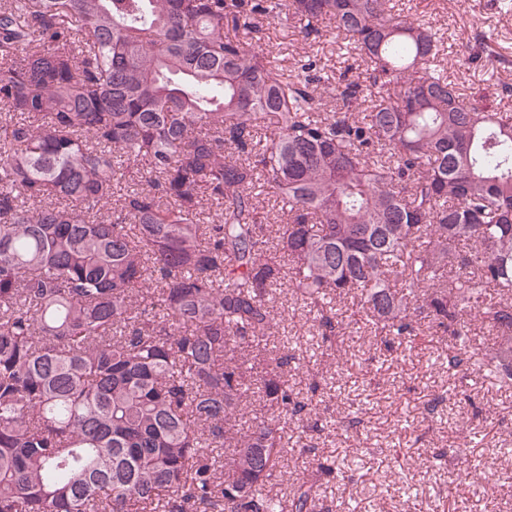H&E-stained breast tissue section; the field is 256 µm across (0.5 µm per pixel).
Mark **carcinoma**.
<instances>
[{"label":"carcinoma","instance_id":"obj_1","mask_svg":"<svg viewBox=\"0 0 512 512\" xmlns=\"http://www.w3.org/2000/svg\"><path fill=\"white\" fill-rule=\"evenodd\" d=\"M276 16L357 53L363 115L352 69L249 48ZM444 43L390 0H0V512H315L312 481L266 490L279 428L235 424L251 393L307 409L268 349L282 285L330 349L348 295L387 347L448 335L453 368L474 316L512 379V113Z\"/></svg>","mask_w":512,"mask_h":512}]
</instances>
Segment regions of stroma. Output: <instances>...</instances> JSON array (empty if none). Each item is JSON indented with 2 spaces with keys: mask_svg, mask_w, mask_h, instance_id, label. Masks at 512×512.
Here are the masks:
<instances>
[{
  "mask_svg": "<svg viewBox=\"0 0 512 512\" xmlns=\"http://www.w3.org/2000/svg\"><path fill=\"white\" fill-rule=\"evenodd\" d=\"M394 2L445 33L459 58L450 75L462 93L479 105L512 112V68L494 69L469 54L475 34L483 32L490 52L512 59V9L501 8V0ZM247 41L290 71L304 55L333 74L352 63L328 27L320 37L307 38L298 22L271 17ZM273 301L278 317L270 346L295 355L290 385L333 424L309 452L297 443L296 423L280 421L285 460L281 477L269 485L271 492L289 495L293 483L314 475L319 464L347 457L354 461L351 469L319 478L316 512H448L456 498L459 512H512V382L482 365L494 334L473 324L472 360L459 378L448 371L447 337L425 330L389 351L373 333L351 325L326 352L303 304L280 291ZM315 381L320 384L316 391L311 388ZM357 409L363 427L342 436L339 421ZM463 445L480 460L479 470H468L458 457ZM406 483L414 496H404Z\"/></svg>",
  "mask_w": 512,
  "mask_h": 512,
  "instance_id": "stroma-1",
  "label": "stroma"
}]
</instances>
